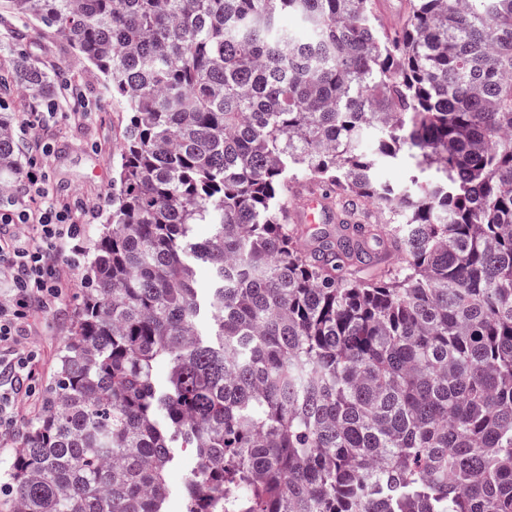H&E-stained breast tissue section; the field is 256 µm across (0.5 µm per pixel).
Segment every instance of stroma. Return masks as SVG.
I'll list each match as a JSON object with an SVG mask.
<instances>
[{
  "instance_id": "obj_1",
  "label": "stroma",
  "mask_w": 512,
  "mask_h": 512,
  "mask_svg": "<svg viewBox=\"0 0 512 512\" xmlns=\"http://www.w3.org/2000/svg\"><path fill=\"white\" fill-rule=\"evenodd\" d=\"M19 45L25 50L24 57L43 69L59 71L63 83L77 91L73 97L57 93L52 118H38L41 104L13 81ZM0 102L9 107L21 169L36 161L44 172V194L31 200L30 208H37L47 196L87 205L90 219L82 227L81 245L91 249L112 209V173L126 115L104 93L95 68L61 34L12 13L5 0H0ZM85 269L82 263L61 266L67 285L62 303L50 311L34 310L19 339L21 345L36 352L37 362L31 395L17 397L15 432L0 442V474L9 470L21 449L28 425L40 410L41 393L56 373L58 353L70 335L73 310L84 295ZM173 454L175 463L166 475L167 512H182L183 492L197 458L188 448H175Z\"/></svg>"
}]
</instances>
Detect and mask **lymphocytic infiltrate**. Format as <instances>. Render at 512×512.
Listing matches in <instances>:
<instances>
[{"label": "lymphocytic infiltrate", "instance_id": "f902f5d3", "mask_svg": "<svg viewBox=\"0 0 512 512\" xmlns=\"http://www.w3.org/2000/svg\"><path fill=\"white\" fill-rule=\"evenodd\" d=\"M39 175L27 171L21 195L0 200V282L6 285V301H0V372L11 373L12 382L31 378L33 352L19 349L17 338L27 327L34 306L50 308L62 295L58 265L76 256L79 226L86 212L79 203L49 201L38 213H30L24 195L37 186ZM19 224L34 227L37 239L28 241L11 234Z\"/></svg>", "mask_w": 512, "mask_h": 512}]
</instances>
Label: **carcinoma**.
I'll return each instance as SVG.
<instances>
[{
    "label": "carcinoma",
    "instance_id": "cac0c4a2",
    "mask_svg": "<svg viewBox=\"0 0 512 512\" xmlns=\"http://www.w3.org/2000/svg\"><path fill=\"white\" fill-rule=\"evenodd\" d=\"M6 2L127 123L0 512H165L176 441L186 512H512V0H410L390 35L372 0ZM18 79L52 108L57 74ZM405 161L434 174L375 180ZM301 177L338 221L308 249Z\"/></svg>",
    "mask_w": 512,
    "mask_h": 512
}]
</instances>
